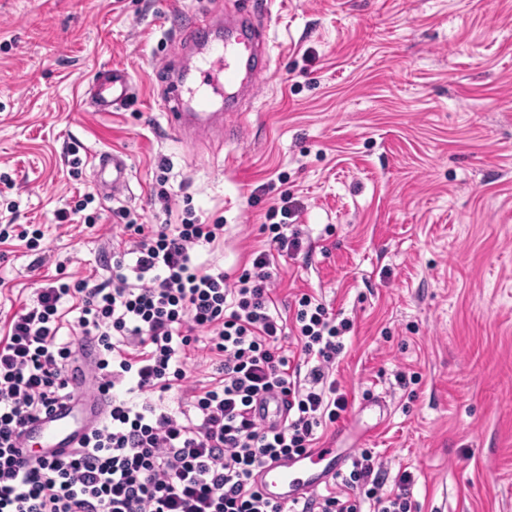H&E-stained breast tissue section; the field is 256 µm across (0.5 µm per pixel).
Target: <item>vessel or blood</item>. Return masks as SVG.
Listing matches in <instances>:
<instances>
[{
	"label": "vessel or blood",
	"mask_w": 512,
	"mask_h": 512,
	"mask_svg": "<svg viewBox=\"0 0 512 512\" xmlns=\"http://www.w3.org/2000/svg\"><path fill=\"white\" fill-rule=\"evenodd\" d=\"M266 54L264 41L255 27L236 23L224 31V44L201 68V81L193 92L196 112L184 109L183 87L169 83L165 100V116L169 126L177 132H186L190 126L212 128L223 115L209 111L211 99L219 94L233 95L252 88L265 70L259 61ZM131 89L128 73L120 68L102 73L94 81L88 94L96 111L109 112L120 105ZM97 174L103 175V188L113 195L122 194L128 185V165L116 154L102 153L98 157ZM102 401L88 390L84 370L70 373V396L50 411L28 423L26 439H39V448H24V455L50 458L76 447L80 437L92 427L102 414ZM349 453L326 444L260 468L255 480L262 493L272 500H292L318 490L322 483L342 472L349 464Z\"/></svg>",
	"instance_id": "b4317fda"
}]
</instances>
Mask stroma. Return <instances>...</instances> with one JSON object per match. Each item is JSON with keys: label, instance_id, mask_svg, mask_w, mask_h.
Returning a JSON list of instances; mask_svg holds the SVG:
<instances>
[{"label": "stroma", "instance_id": "stroma-1", "mask_svg": "<svg viewBox=\"0 0 512 512\" xmlns=\"http://www.w3.org/2000/svg\"><path fill=\"white\" fill-rule=\"evenodd\" d=\"M260 2L0 0V225L39 226L48 249L34 271L0 243V324L57 262L105 277L119 211L223 219L198 258L232 273L288 206L303 249L275 259L280 312L308 293L353 322L336 366L350 406L325 439L376 449L389 479L410 472L416 512H512V0ZM204 12L255 15L267 76L226 110L230 135L184 138L161 67L192 60ZM108 67L133 95L97 112L87 90ZM112 150L130 172L114 198L93 171ZM85 192L95 227L59 222Z\"/></svg>", "mask_w": 512, "mask_h": 512}]
</instances>
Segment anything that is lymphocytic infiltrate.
Returning a JSON list of instances; mask_svg holds the SVG:
<instances>
[{"instance_id":"1","label":"lymphocytic infiltrate","mask_w":512,"mask_h":512,"mask_svg":"<svg viewBox=\"0 0 512 512\" xmlns=\"http://www.w3.org/2000/svg\"><path fill=\"white\" fill-rule=\"evenodd\" d=\"M105 260L108 278H51L0 335V512H414L413 478L387 487L374 449H360L333 488L288 502L265 497L257 470L316 447L321 430L349 407L333 376L352 323L304 293L291 318L273 297L275 255L300 250L286 221L262 225L267 247L241 273L198 260L224 240V224L121 225ZM78 332L63 342L67 316ZM295 337L296 349L284 346ZM88 372L107 401L80 446L50 459L21 454L23 429L68 398V370L87 345ZM216 366L189 383L192 351ZM176 391L185 409L166 411L152 395ZM278 396L283 420L254 412Z\"/></svg>"}]
</instances>
